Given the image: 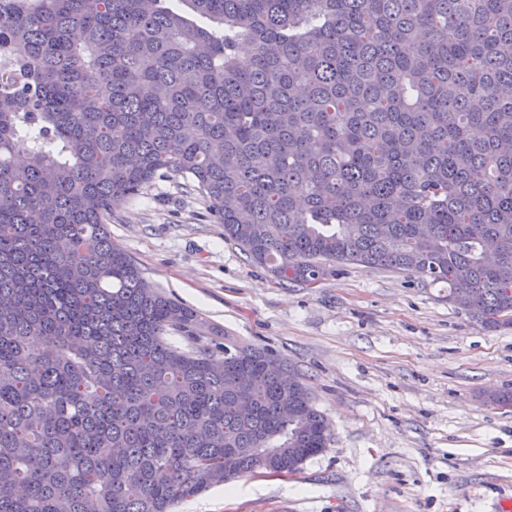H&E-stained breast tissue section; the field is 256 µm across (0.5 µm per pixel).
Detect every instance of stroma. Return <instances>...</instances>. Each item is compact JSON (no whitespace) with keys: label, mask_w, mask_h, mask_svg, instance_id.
Returning a JSON list of instances; mask_svg holds the SVG:
<instances>
[{"label":"stroma","mask_w":512,"mask_h":512,"mask_svg":"<svg viewBox=\"0 0 512 512\" xmlns=\"http://www.w3.org/2000/svg\"><path fill=\"white\" fill-rule=\"evenodd\" d=\"M147 284L194 309L205 339L287 359L327 419L324 452L257 471L175 512H512V326L484 329L445 284L328 266L311 288L251 263L189 179L168 174L112 213Z\"/></svg>","instance_id":"obj_1"}]
</instances>
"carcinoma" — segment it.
Wrapping results in <instances>:
<instances>
[{
    "label": "carcinoma",
    "mask_w": 512,
    "mask_h": 512,
    "mask_svg": "<svg viewBox=\"0 0 512 512\" xmlns=\"http://www.w3.org/2000/svg\"><path fill=\"white\" fill-rule=\"evenodd\" d=\"M170 2L0 0V512H171L327 448L284 358L171 341L197 315L107 228L159 175L282 282L410 272L512 325V0Z\"/></svg>",
    "instance_id": "carcinoma-1"
}]
</instances>
